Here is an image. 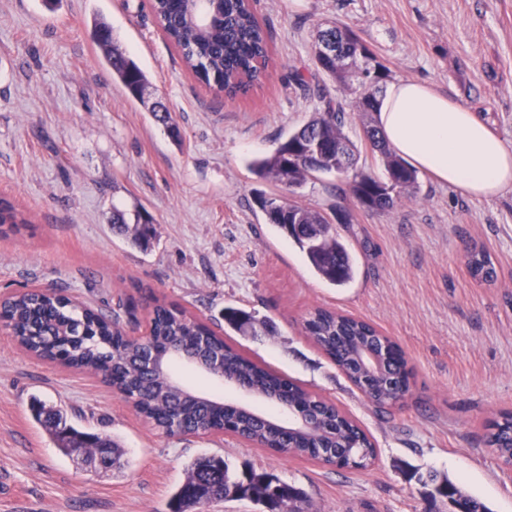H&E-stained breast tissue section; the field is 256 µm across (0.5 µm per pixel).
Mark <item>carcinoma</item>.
Wrapping results in <instances>:
<instances>
[{
  "label": "carcinoma",
  "instance_id": "obj_1",
  "mask_svg": "<svg viewBox=\"0 0 512 512\" xmlns=\"http://www.w3.org/2000/svg\"><path fill=\"white\" fill-rule=\"evenodd\" d=\"M152 10L166 37L178 48L194 75L206 86L229 97L248 91L265 75L269 57L266 33L259 23L251 0H211L200 11L202 24L196 25L188 0H158ZM91 35L104 49V62L112 79L119 82L129 97L139 99L148 84L146 73L112 36V27L102 18L94 21ZM338 50L353 57L369 56L371 51L348 29L339 26L325 35ZM317 70L333 83L347 84L348 77L336 71L333 58L321 54L313 45ZM386 75L380 70L369 86L358 91V111L376 112L377 84ZM325 108L294 131L273 154L255 159L251 171L261 180L285 189L298 187L318 174H334L345 181L336 187L341 194H351L372 212L392 209L398 200L417 189V172L393 153L379 136L377 125L365 127V140L379 153L386 178L364 170L344 174L336 166V143H346L349 156L357 160L358 148L344 133V112L327 87L319 89ZM321 145V159L307 156L313 141ZM254 200L270 224L286 233L305 253L314 271L334 286H343L354 278L355 261L345 243L332 231L330 221L320 212L285 196L259 192ZM27 223L22 211L8 200L0 199V226L15 228ZM113 225L146 248L155 237V227L147 212L136 215V223L125 221L115 211ZM467 266L473 278L491 284L497 279L490 254L481 246L468 249ZM0 316L8 322L19 345L29 354L62 366L90 373L129 398L134 409L169 436L206 435L218 430L248 443L271 448L292 457L334 463L330 450L343 449L342 467L365 469L376 459L377 451L364 430L344 410L310 392L288 377L252 360L239 348L224 341L208 325L197 321L183 309L155 302L147 323L150 336L138 344L124 334L118 320H112L88 307L76 305L58 291L31 289L15 294L0 307ZM224 321L238 331L252 322V316L240 309H224ZM306 337L321 349L355 385L364 382L372 389L370 399L379 406L403 400L409 388L398 379L405 365L404 353L391 337L373 325L350 315L317 309L303 322ZM204 342V358L230 380L244 381L260 398L280 407L319 419L312 430H286L284 421L236 404L202 401L196 390H181L167 376L147 369L154 353L170 359L180 347L196 350ZM387 347L395 370L387 375L370 376L357 361L363 348ZM33 415L46 428L53 442L66 455L72 444L81 440L91 453L110 449L112 465L120 464L118 445L106 433L79 430L67 422L59 410L40 402L32 405ZM489 446L496 448L501 461L512 466V414L488 425ZM440 496L453 502L458 512L473 509L486 512L477 501L464 497L450 482L439 486ZM229 496L252 499L265 512H305L304 493L281 482L269 473L248 471L244 479L230 477L222 457H202L188 469L186 482L173 496V512H188L214 500Z\"/></svg>",
  "mask_w": 512,
  "mask_h": 512
}]
</instances>
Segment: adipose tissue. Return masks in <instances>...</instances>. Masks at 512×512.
Wrapping results in <instances>:
<instances>
[{"instance_id":"obj_1","label":"adipose tissue","mask_w":512,"mask_h":512,"mask_svg":"<svg viewBox=\"0 0 512 512\" xmlns=\"http://www.w3.org/2000/svg\"><path fill=\"white\" fill-rule=\"evenodd\" d=\"M377 125L392 151L438 183L477 199L512 186V147L468 106L428 83H390Z\"/></svg>"}]
</instances>
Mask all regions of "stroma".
<instances>
[{"instance_id": "35a3bbf8", "label": "stroma", "mask_w": 512, "mask_h": 512, "mask_svg": "<svg viewBox=\"0 0 512 512\" xmlns=\"http://www.w3.org/2000/svg\"><path fill=\"white\" fill-rule=\"evenodd\" d=\"M269 35L262 83L230 100L199 83L166 39L150 0H0V198L27 224L0 234V297L60 289L105 315L136 305L139 334L153 299L184 308L253 360L336 403L378 456L364 470L282 455L224 434L169 436L91 377L24 353L0 327V512H170L202 455L230 475L268 472L303 489L308 512H454L436 486L453 483L489 512H512V468L485 441L512 412V187L474 200L426 173L391 211L337 196L320 174L293 195L326 215L358 260L343 287L318 277L298 246L268 224L250 171L322 108H344L359 168L384 176L364 140L356 78L328 83L313 60L320 23L350 29L387 70L462 101L512 146V0H254ZM146 72L144 101L113 81L89 36L97 18ZM164 104L173 141L149 106ZM145 209L156 238L133 245L114 209ZM488 249L496 282L473 279L467 247ZM250 313L239 332L221 313ZM360 318L403 349L412 370L402 404L378 408L302 332L316 308ZM41 400L69 423L118 443L121 469L91 470L63 455L34 421Z\"/></svg>"}]
</instances>
